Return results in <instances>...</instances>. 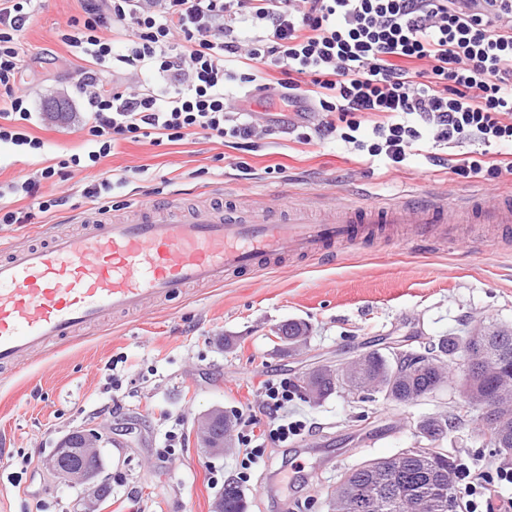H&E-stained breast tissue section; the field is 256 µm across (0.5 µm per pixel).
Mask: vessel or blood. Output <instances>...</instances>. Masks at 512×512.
Masks as SVG:
<instances>
[{
	"label": "vessel or blood",
	"instance_id": "b4317fda",
	"mask_svg": "<svg viewBox=\"0 0 512 512\" xmlns=\"http://www.w3.org/2000/svg\"><path fill=\"white\" fill-rule=\"evenodd\" d=\"M320 219L284 200L259 213L216 204L184 210L175 200L139 207L128 220L110 210L74 213V233L48 224L39 243L0 258V365L82 332L108 316L278 268L319 263L358 249L386 224H409L414 241L447 243L453 224H512V196L474 195L370 205L329 203Z\"/></svg>",
	"mask_w": 512,
	"mask_h": 512
}]
</instances>
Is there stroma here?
<instances>
[{"label": "stroma", "instance_id": "stroma-1", "mask_svg": "<svg viewBox=\"0 0 512 512\" xmlns=\"http://www.w3.org/2000/svg\"><path fill=\"white\" fill-rule=\"evenodd\" d=\"M75 0H46L21 37L29 56L52 50ZM33 111L48 99L75 95L72 67L39 64L24 85ZM31 132L46 144L42 165L81 152L79 120L47 119ZM462 146L426 141L397 168L369 164L341 143H299L277 132L254 138L250 150L217 138L191 137L164 147L122 143L94 173L125 177L109 198H88L83 174L63 189L68 202L56 219L88 208L127 209L153 197L178 195L183 207L214 201V191L244 208H268L280 194L308 208L341 199L379 203L409 191L485 198L512 195V175L495 181L454 173L448 161ZM248 172H241L239 162ZM281 173H273V166ZM464 246L399 245L381 238L330 265L298 264L265 270L248 281L185 288L182 297L135 314L117 315L53 345L28 364L0 370V512H73L80 487L50 477L44 459L75 429L103 434L102 475L112 487V512H212L225 482L238 478L237 448L211 456L191 433L197 414L224 408L237 422L258 412L260 383L274 376L295 380L322 365H336L409 342L423 351L445 336L461 335L466 323L512 326V245L496 224H465ZM291 320L309 325L305 346L281 350L274 329ZM122 381L110 388L111 375ZM119 398L118 414L97 409ZM294 404L312 431L288 447L269 443V463L253 467L241 484L246 512H329L328 498L344 474L370 459L426 447L419 426L429 416L453 414L457 422L439 447L482 470L501 459L466 412L456 384L433 396L399 405L383 394L369 400L336 392ZM176 434L168 445V434ZM303 482H286L295 468Z\"/></svg>", "mask_w": 512, "mask_h": 512}]
</instances>
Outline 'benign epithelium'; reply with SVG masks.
<instances>
[{
    "label": "benign epithelium",
    "instance_id": "obj_1",
    "mask_svg": "<svg viewBox=\"0 0 512 512\" xmlns=\"http://www.w3.org/2000/svg\"><path fill=\"white\" fill-rule=\"evenodd\" d=\"M484 335L483 325L476 323L468 330V340L456 348L448 349V355H439L432 365L456 367L466 376L472 375L477 360L468 363L463 360L462 350L470 341H478ZM224 423V409L214 407L199 414L194 420L193 434L198 447L206 449L211 455L224 453L228 435L216 436L213 429ZM102 436L91 430L74 431L65 436L58 444L54 454L43 460L47 472L56 479L69 484L80 485L83 494L74 512H103V506L109 494L106 493L107 481L100 479L99 443Z\"/></svg>",
    "mask_w": 512,
    "mask_h": 512
}]
</instances>
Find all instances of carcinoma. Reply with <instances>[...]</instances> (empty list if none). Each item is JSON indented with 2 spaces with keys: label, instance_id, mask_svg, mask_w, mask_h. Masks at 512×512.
<instances>
[{
  "label": "carcinoma",
  "instance_id": "obj_1",
  "mask_svg": "<svg viewBox=\"0 0 512 512\" xmlns=\"http://www.w3.org/2000/svg\"><path fill=\"white\" fill-rule=\"evenodd\" d=\"M486 336L481 349V366L487 371L471 381L459 383L463 397L472 401H490L496 413H508V431L492 429L489 440L495 452L512 459V328L494 323L484 324ZM354 393L372 389L383 392L387 399L409 404L427 397L448 383L450 371L431 367L426 371L395 370L391 360L377 352L364 355L347 367ZM448 424V417H428L421 425L423 436L439 438V424ZM456 461L443 448H422L404 451L392 458L374 459L347 473V482L334 493L331 512H411V505L420 495L434 500L448 486V474L455 473ZM224 512H245L239 487L233 481L224 484Z\"/></svg>",
  "mask_w": 512,
  "mask_h": 512
}]
</instances>
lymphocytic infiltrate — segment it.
<instances>
[{
  "mask_svg": "<svg viewBox=\"0 0 512 512\" xmlns=\"http://www.w3.org/2000/svg\"><path fill=\"white\" fill-rule=\"evenodd\" d=\"M77 2L80 13L61 40L82 62L77 88L88 149L9 186L43 215L67 203L44 198L43 183L96 167L121 142L252 139V110L234 105L228 92L235 84L299 117L337 113L326 131H339L371 164L403 165L428 130L434 141L470 144L452 160L455 173L482 181L512 174V159L491 152L512 145V0ZM41 7L42 0H0V143L27 155L43 142L24 129L33 120L23 88L31 65L20 36ZM238 23L250 37L234 36ZM259 63L279 68L281 78L257 82ZM109 70L143 77L142 90L104 89ZM365 121L371 130L362 137ZM33 213L0 205V224H25ZM293 400L288 381H264V419H249L238 434L241 472L263 458L265 439L284 444L306 431L289 409ZM456 478L466 512H512V499L500 496L512 485V463L492 473L463 463Z\"/></svg>",
  "mask_w": 512,
  "mask_h": 512,
  "instance_id": "1",
  "label": "lymphocytic infiltrate"
}]
</instances>
